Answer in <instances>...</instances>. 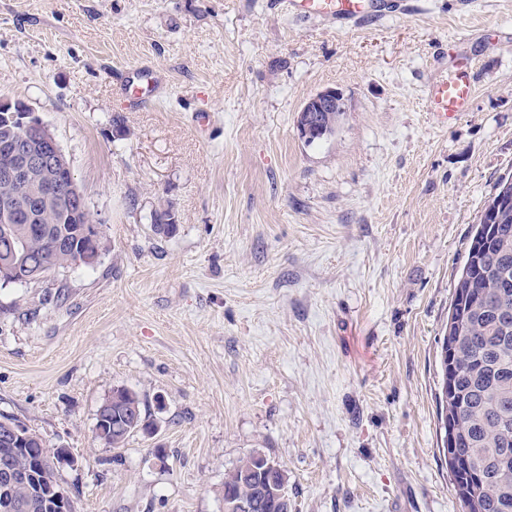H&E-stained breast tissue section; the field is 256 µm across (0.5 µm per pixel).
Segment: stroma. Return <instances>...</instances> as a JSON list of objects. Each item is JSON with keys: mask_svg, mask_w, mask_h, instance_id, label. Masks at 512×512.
<instances>
[{"mask_svg": "<svg viewBox=\"0 0 512 512\" xmlns=\"http://www.w3.org/2000/svg\"><path fill=\"white\" fill-rule=\"evenodd\" d=\"M403 2L342 32L282 0H0V100L54 133L107 244L0 287V420L77 458L75 512H223L255 452L291 512H459L439 338L512 175V0ZM455 52L477 92L443 128L426 86ZM145 69L148 104L116 96ZM328 88L347 110L305 142ZM121 385L155 431L114 449L96 413ZM346 104L342 94L335 89H326L311 96L298 111L300 112L296 122L298 135L305 139L311 137L315 131L313 127L317 125L319 115L320 127L322 132L312 139L306 140L313 143L316 140L323 139L331 135L336 127L338 119L336 112H346Z\"/></svg>", "mask_w": 512, "mask_h": 512, "instance_id": "obj_1", "label": "stroma"}]
</instances>
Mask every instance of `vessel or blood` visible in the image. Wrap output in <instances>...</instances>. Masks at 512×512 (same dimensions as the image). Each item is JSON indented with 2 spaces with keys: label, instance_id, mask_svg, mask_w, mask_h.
<instances>
[{
  "label": "vessel or blood",
  "instance_id": "vessel-or-blood-1",
  "mask_svg": "<svg viewBox=\"0 0 512 512\" xmlns=\"http://www.w3.org/2000/svg\"><path fill=\"white\" fill-rule=\"evenodd\" d=\"M286 4L297 17L319 19L344 28L395 10L393 0H286ZM472 71L471 59L464 54H455L450 58L448 69L431 84L428 110L437 124L448 125L462 113L470 111L476 93ZM155 87L153 73L146 71L139 84L122 85L120 94L131 102L142 104L148 101Z\"/></svg>",
  "mask_w": 512,
  "mask_h": 512
}]
</instances>
